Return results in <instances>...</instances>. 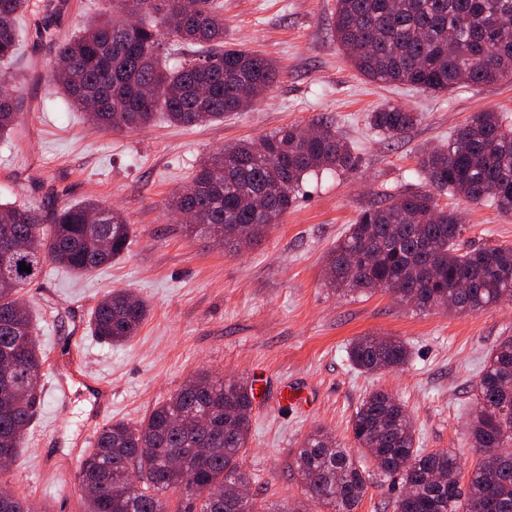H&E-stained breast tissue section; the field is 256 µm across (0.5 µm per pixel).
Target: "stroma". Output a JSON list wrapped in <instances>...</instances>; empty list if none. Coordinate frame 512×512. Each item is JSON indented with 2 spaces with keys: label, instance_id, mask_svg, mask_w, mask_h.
Listing matches in <instances>:
<instances>
[{
  "label": "stroma",
  "instance_id": "stroma-1",
  "mask_svg": "<svg viewBox=\"0 0 512 512\" xmlns=\"http://www.w3.org/2000/svg\"><path fill=\"white\" fill-rule=\"evenodd\" d=\"M222 2L225 43L269 56L281 76L252 107L219 122L187 128L160 116L141 130H99L50 84L56 46L30 23L15 56L0 61V73L18 88L20 112L16 130L0 137V203L49 210L94 199L119 209L131 226L119 259L83 276L52 266L23 290L44 377L34 419L0 485L49 512H83L77 472L84 438L100 430L92 398L76 394L63 406L55 397L72 365L104 382L112 420L131 424L198 371L261 380L241 466L253 476L252 494L276 512L302 496L294 460L315 429L330 432L372 472L348 423L375 391L406 406L421 448L455 452L467 473L477 461L467 433L474 386L495 346L512 336V299L477 313L422 312L380 290L337 295L324 285V264L364 209L424 188L415 174L423 149L447 142L473 112L512 117V79L440 94L371 83L331 34L336 0ZM389 102L420 113V121L397 137L381 136L367 116ZM321 119L334 122L358 166L308 178L258 245L209 249L171 220L169 203L202 158ZM439 203L464 209L469 243H512V216L449 194ZM120 288L145 300L150 313L136 336L113 346L92 336L89 319L101 298ZM366 334L406 341L410 362L393 371L354 370L346 347ZM286 384L303 388L306 403L279 405Z\"/></svg>",
  "mask_w": 512,
  "mask_h": 512
}]
</instances>
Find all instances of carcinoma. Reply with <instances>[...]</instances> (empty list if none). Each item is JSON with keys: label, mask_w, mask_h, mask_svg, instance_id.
I'll return each mask as SVG.
<instances>
[{"label": "carcinoma", "mask_w": 512, "mask_h": 512, "mask_svg": "<svg viewBox=\"0 0 512 512\" xmlns=\"http://www.w3.org/2000/svg\"><path fill=\"white\" fill-rule=\"evenodd\" d=\"M61 10L60 0H44L39 36L52 33ZM28 11L29 0H0V59L16 54L18 21ZM331 32L371 82L446 93L512 76V0H337ZM166 38L209 51L170 67ZM57 56L51 83L106 131L145 127L158 112L185 127L221 121L252 106L279 77L271 59L224 45L216 0H108L106 11L64 37ZM6 83L0 77L1 136L19 122ZM417 121L395 104L369 116L389 137ZM317 127L308 136L288 125L204 158L170 208L205 241L222 231L224 246L235 251L257 244L294 205L306 177L356 167L334 123ZM418 164L427 188L363 210L328 251L325 285L343 295L386 289L420 311L477 313L511 298L512 244L465 246L463 212L441 206L438 194L512 214V123L498 112H476L448 143L422 151ZM130 234L120 211L95 201L49 211L0 208V359L9 357L0 363V456L18 455L40 397L43 362L23 288L51 265L83 274L120 257ZM21 262L31 271L19 270ZM147 316L144 301L114 290L94 308L90 327L122 345ZM346 353L364 373L396 370L411 357L403 340L373 334L352 340ZM475 396L468 434L479 458L466 485L456 454L416 446L411 418L394 395L373 392L359 405L350 421L355 442L384 475L401 481L394 512H512V336L493 349ZM252 405L247 384L199 372L137 425L103 426L79 467L85 512H169V492L196 502L183 512H304L299 500L274 511L240 499L251 482L240 460ZM295 468L307 501L323 512H354L367 489L366 472L323 429L304 439ZM0 512L35 506L14 494L0 500Z\"/></svg>", "instance_id": "1"}]
</instances>
